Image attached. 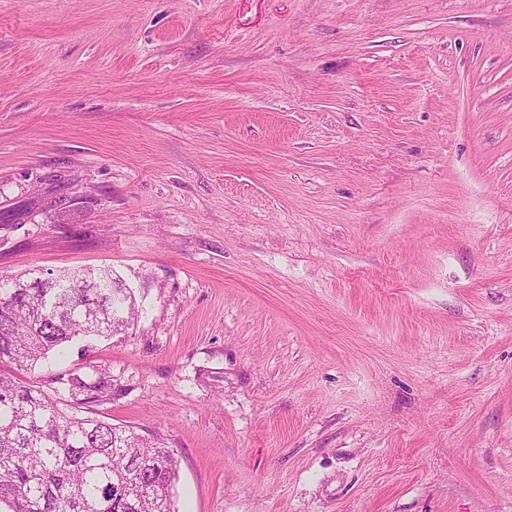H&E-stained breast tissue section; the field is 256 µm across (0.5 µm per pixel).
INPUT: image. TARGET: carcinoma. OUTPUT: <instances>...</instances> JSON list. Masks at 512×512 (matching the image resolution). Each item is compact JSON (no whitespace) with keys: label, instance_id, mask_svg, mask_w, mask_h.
<instances>
[{"label":"carcinoma","instance_id":"carcinoma-1","mask_svg":"<svg viewBox=\"0 0 512 512\" xmlns=\"http://www.w3.org/2000/svg\"><path fill=\"white\" fill-rule=\"evenodd\" d=\"M134 314L109 268L0 278V512H174L173 450L68 414L21 379L50 351L110 336ZM58 382L75 406L112 397V375L98 368Z\"/></svg>","mask_w":512,"mask_h":512}]
</instances>
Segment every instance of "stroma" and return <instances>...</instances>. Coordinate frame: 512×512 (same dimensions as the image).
<instances>
[{
  "instance_id": "stroma-1",
  "label": "stroma",
  "mask_w": 512,
  "mask_h": 512,
  "mask_svg": "<svg viewBox=\"0 0 512 512\" xmlns=\"http://www.w3.org/2000/svg\"><path fill=\"white\" fill-rule=\"evenodd\" d=\"M1 215L176 512H512V0H0Z\"/></svg>"
}]
</instances>
